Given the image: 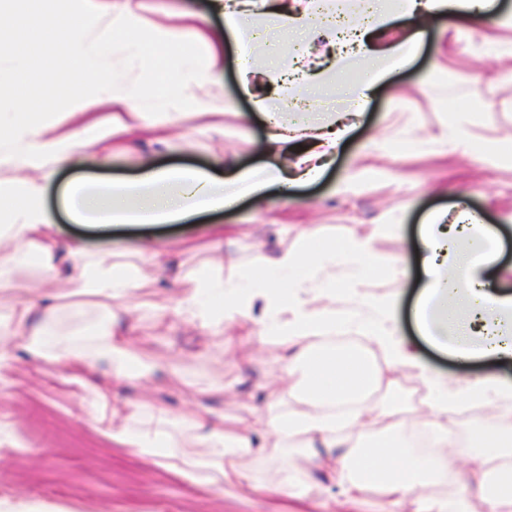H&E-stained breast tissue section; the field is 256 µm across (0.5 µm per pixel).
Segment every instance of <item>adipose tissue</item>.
Returning <instances> with one entry per match:
<instances>
[{
  "label": "adipose tissue",
  "instance_id": "obj_1",
  "mask_svg": "<svg viewBox=\"0 0 512 512\" xmlns=\"http://www.w3.org/2000/svg\"><path fill=\"white\" fill-rule=\"evenodd\" d=\"M269 2L214 0V9L223 19L224 32L239 45L243 91L269 118L266 148L277 155V163L234 168L228 177L219 178L195 169L158 168L148 160L143 175L134 181L105 184L79 179L67 186L61 199L72 223L172 224L194 213L231 208L239 199L274 185L293 187L321 176L326 159L342 145L351 122L346 117L316 126L283 122L279 111L288 107V98L261 96L254 88V51L261 34L246 26V19L258 14L266 29L301 33L312 42L324 39L336 49L333 70L312 72L296 66L291 76L276 74V81L288 78L310 86H330L346 69L363 65V73L350 87L361 107L368 103L377 76L384 69L405 65L416 41L407 39L384 55L367 48L366 33L386 26L393 16L381 8L379 0H366L361 28L345 37L336 35L327 23L323 0H279L274 9ZM492 2L399 0L398 15L418 28L448 7L486 11ZM99 9L100 0H80L75 9L20 11L13 19L12 37L19 49L14 67L0 70V90L24 84L33 70L44 67L53 69L55 77L36 87V111L20 113L7 132H0V170L35 173L34 178L0 187V288L13 287L14 265L35 256L78 293L97 298L110 322L92 328L74 339L66 351H59L56 326L62 315H81L82 303H61L59 296L42 288L28 290L12 313L10 333L17 340L16 349L0 352V385L5 382L2 371L13 364L16 351H23L33 363H64L65 381L88 391L104 440L160 457L162 466L181 479L221 486L239 495L253 493L278 500L280 489L256 485L242 466L243 454L263 452V437L272 435L286 444L298 441L306 461L340 485L342 503L349 508L363 502L367 491L374 488L392 500L412 498V512H472L477 499L512 512V466L488 465L499 456L503 438L512 437V387H502L490 377L451 381L424 373L425 384L435 393L434 417L429 422L436 433L435 450L428 455L401 445V426L392 420L394 404L338 412V405L366 398L382 385L392 384L404 367L420 364L414 350L400 339L397 326L368 317L367 301L352 293L349 307L333 304L337 260L352 262L362 275L375 270L368 246L360 239L339 244L314 231L317 248L304 255L288 249L272 257L256 255L250 269L238 271L236 284L229 290L224 287L223 257H215L186 287L171 269L172 252L154 249L158 265L169 269L168 282L176 290L177 299L170 308L173 317L204 331L231 321L245 337L276 339L283 348L285 392L298 407L285 415L268 407L261 420L236 429L225 428L223 417L191 412L188 422L211 442L205 459L167 450L171 420L166 407L129 402L111 408L112 392L99 381L100 364L110 366L113 378L127 381L148 377L155 369L152 363L131 358L128 333L119 317L139 286V272L132 264L118 266L96 259L79 240L55 234L53 216L45 204L47 185L58 169L83 166L91 144L99 147L97 163L107 165V145L127 130L122 113L99 121L86 111L91 103L88 88L101 70L102 58L99 39L87 38L86 30ZM147 54L156 61L154 80L159 87L175 81L193 85L202 90L193 99L200 113L214 116L223 110V96L209 89L214 70L223 63L218 49H210L205 62L190 67L179 64L171 39L150 45ZM62 97L79 110L83 136L59 133L64 115L56 111L55 104ZM466 230L462 223L435 222L423 228L427 284L418 309L419 329L433 345L463 357L487 352L511 357L512 294L488 288L496 247L488 245L480 254L464 251L461 243ZM452 298L463 301L465 318L448 312ZM349 320L360 323L363 337L383 353V363L370 361L362 348L330 341L337 325ZM478 391L492 392L507 403L482 453L468 443L448 439V426L458 406ZM144 414L149 417L147 426L131 431L129 420ZM353 427L378 430L379 443L361 445L346 434ZM457 460L468 464L466 474H454L452 464ZM449 476L460 486L455 498L425 495V488Z\"/></svg>",
  "mask_w": 512,
  "mask_h": 512
}]
</instances>
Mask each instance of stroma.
Listing matches in <instances>:
<instances>
[{"label": "stroma", "instance_id": "1", "mask_svg": "<svg viewBox=\"0 0 512 512\" xmlns=\"http://www.w3.org/2000/svg\"><path fill=\"white\" fill-rule=\"evenodd\" d=\"M212 0H131L144 41L179 30L180 53L200 63L208 44L192 34L189 13L208 15L220 28ZM499 16L483 17L448 9L425 30L414 57L386 71L341 148L318 182L296 187L281 200L277 189L241 201L224 213L190 216L158 227L107 230L71 224L58 204L65 184L75 174L101 182L129 181L143 172L144 157L164 167H194L219 173L225 161L240 166L270 163L265 150L266 122L239 86L238 49L232 37L222 44L224 62L214 78L224 95V130L211 132L210 116L197 113L188 91L168 93V111L178 120L158 122L152 116L157 92L152 63L133 57L124 44L104 48L103 68L109 79L93 86L96 111L116 112L112 81L131 92L127 131L111 147L107 169L90 166L81 172L60 170L48 186V205L60 235L79 238L86 248L112 262L130 261L140 270L141 285L130 300V346L159 370L138 383L111 382L112 402L159 401L172 411L170 430L179 451L204 458L207 443L184 423L185 414L207 410L224 417L225 426L251 423L267 406L288 410L281 397L285 378L282 350L273 341L247 340L238 325L204 336L191 324L167 314L175 294L144 251L145 239L172 248L178 271L191 280L213 257L247 266L257 254L309 246L312 231L322 228L337 242L355 237L367 242L377 271L355 278L347 267L336 269L341 287L370 299L378 315H391L412 345L422 369L482 379L491 375L512 385V358L463 361L423 342L413 312L422 285L419 234L436 217L459 213L476 216L497 237L496 274L492 288L512 291V0H494ZM264 62L271 72L290 69L296 58L312 55L320 68H331L335 51L327 42L312 44L277 32L269 33ZM348 91H308L299 108L285 109V120L303 124L330 120L355 111ZM466 137L468 149L456 147ZM233 224V237H215L212 225ZM14 289L0 290V318H9L27 289L45 288L70 296L66 283L53 278L38 260L19 267ZM420 371L380 388L368 406L396 403V421L405 433L431 419L432 395L422 394ZM62 364H34L18 356L0 389V422L10 424L15 443L0 444V499L38 502L50 512H271L268 499L251 494L240 499L223 488H209L169 477L135 448L103 442L88 409L89 394L64 382ZM42 417L40 439L28 435L33 417ZM255 482L278 486L285 471L303 466L300 449L281 452L268 446L246 458Z\"/></svg>", "mask_w": 512, "mask_h": 512}]
</instances>
